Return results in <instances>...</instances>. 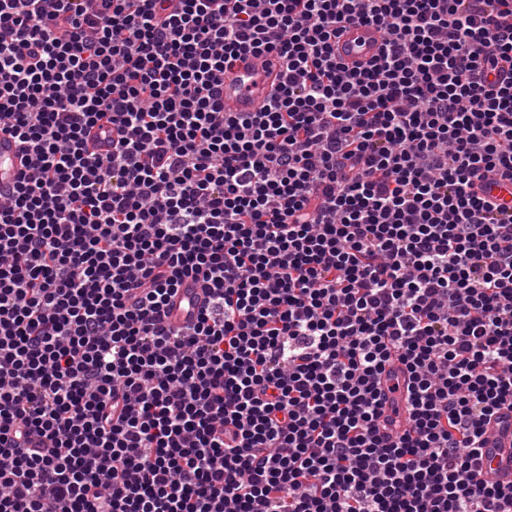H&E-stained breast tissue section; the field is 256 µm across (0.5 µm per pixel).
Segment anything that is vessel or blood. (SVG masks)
Here are the masks:
<instances>
[{
    "mask_svg": "<svg viewBox=\"0 0 512 512\" xmlns=\"http://www.w3.org/2000/svg\"><path fill=\"white\" fill-rule=\"evenodd\" d=\"M383 38L374 27L345 25L336 37V57L347 66L366 64L379 55ZM280 67L275 56H241L224 70V109L228 112H255L277 82ZM25 171L21 144L9 132L0 130V186L9 187ZM207 290L197 280L181 289L168 321L182 325L188 314L198 312L206 303ZM483 478L491 483H512V417L503 416L492 423L485 434Z\"/></svg>",
    "mask_w": 512,
    "mask_h": 512,
    "instance_id": "obj_1",
    "label": "vessel or blood"
}]
</instances>
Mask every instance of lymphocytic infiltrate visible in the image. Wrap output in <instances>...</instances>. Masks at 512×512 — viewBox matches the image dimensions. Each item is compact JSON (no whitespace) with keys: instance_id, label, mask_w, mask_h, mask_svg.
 <instances>
[{"instance_id":"obj_1","label":"lymphocytic infiltrate","mask_w":512,"mask_h":512,"mask_svg":"<svg viewBox=\"0 0 512 512\" xmlns=\"http://www.w3.org/2000/svg\"><path fill=\"white\" fill-rule=\"evenodd\" d=\"M0 128V512H512V0H0ZM383 38L374 27L346 24L336 36V58L349 67L366 64L379 55ZM280 74L278 59L243 55L224 69V109L256 112ZM25 169V155L21 144L11 133L0 130V186H12ZM207 290L201 281L186 282L169 311L168 322L176 326L182 325L190 313H197L206 303ZM184 303V305L182 304ZM503 414L485 434L483 478L487 482L509 485L512 483V418L510 411H503Z\"/></svg>"}]
</instances>
